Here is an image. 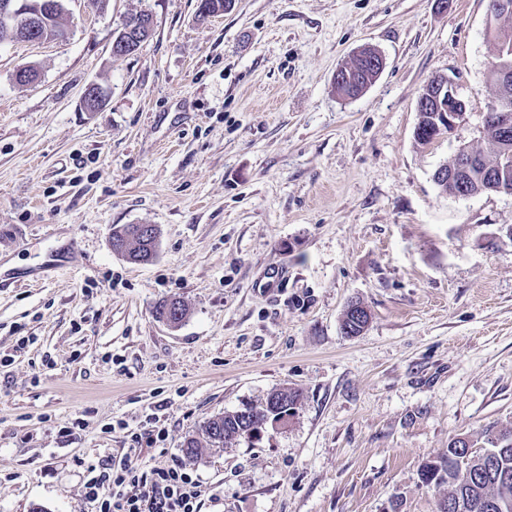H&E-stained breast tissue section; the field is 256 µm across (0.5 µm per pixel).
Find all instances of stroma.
<instances>
[{
	"label": "stroma",
	"instance_id": "1",
	"mask_svg": "<svg viewBox=\"0 0 512 512\" xmlns=\"http://www.w3.org/2000/svg\"><path fill=\"white\" fill-rule=\"evenodd\" d=\"M64 7L67 40L0 43V512H95L88 467L145 428L165 439L139 460L185 466L201 512H438L448 485L419 467L512 429V195L433 180L461 144L489 147L486 0ZM140 11L152 36L113 55ZM363 46L385 67L343 98L335 71ZM438 74L466 111L422 145ZM117 224L155 225V257L114 253ZM276 266L287 280L260 289ZM172 299L176 325L156 314ZM353 299L370 321L349 337ZM284 387L286 427L186 460L208 418Z\"/></svg>",
	"mask_w": 512,
	"mask_h": 512
}]
</instances>
